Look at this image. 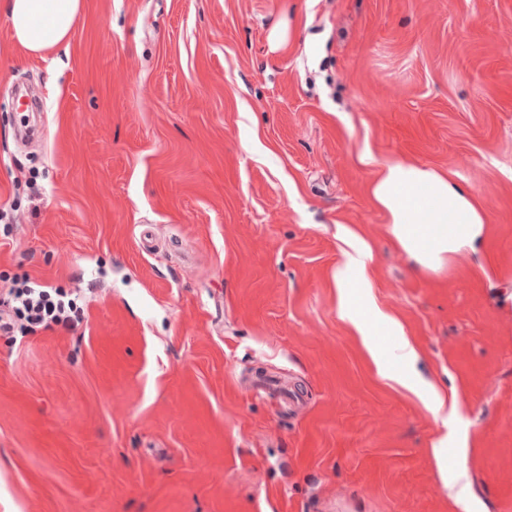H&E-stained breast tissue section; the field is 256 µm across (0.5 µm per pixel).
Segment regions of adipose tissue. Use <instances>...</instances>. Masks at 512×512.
Returning <instances> with one entry per match:
<instances>
[{
	"mask_svg": "<svg viewBox=\"0 0 512 512\" xmlns=\"http://www.w3.org/2000/svg\"><path fill=\"white\" fill-rule=\"evenodd\" d=\"M12 38L28 56L70 40L82 0H0ZM371 197L385 214L397 245L424 269L439 267L448 253L471 246L481 235L482 218L472 200L447 176L400 160L381 164L371 185ZM371 252L357 248L345 255V266L356 279L339 277L340 313L360 335H371L372 323L385 325L396 336L400 360L384 368L387 378L412 386L409 367L417 354L403 338L400 325L382 312L370 294L365 270Z\"/></svg>",
	"mask_w": 512,
	"mask_h": 512,
	"instance_id": "ef3b65f1",
	"label": "adipose tissue"
}]
</instances>
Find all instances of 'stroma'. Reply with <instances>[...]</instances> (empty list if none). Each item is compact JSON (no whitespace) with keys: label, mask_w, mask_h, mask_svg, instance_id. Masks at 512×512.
I'll list each match as a JSON object with an SVG mask.
<instances>
[{"label":"stroma","mask_w":512,"mask_h":512,"mask_svg":"<svg viewBox=\"0 0 512 512\" xmlns=\"http://www.w3.org/2000/svg\"><path fill=\"white\" fill-rule=\"evenodd\" d=\"M512 0H83L0 13V512H512ZM447 173L484 224L421 269L370 185ZM455 400L446 430L339 316L342 230ZM464 470L465 500L443 476ZM12 38L28 56L69 41L82 0H3ZM0 328L14 332L11 318L20 321L21 336L62 329L74 331L84 321V313L61 288L43 286L29 280L14 283L0 299ZM5 307V309H2ZM4 315L9 321H4Z\"/></svg>","instance_id":"obj_1"}]
</instances>
